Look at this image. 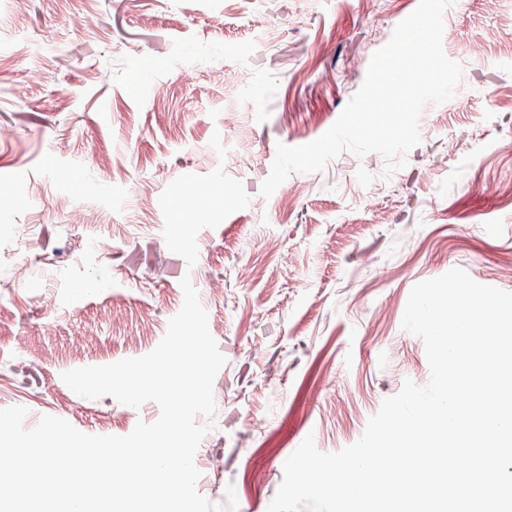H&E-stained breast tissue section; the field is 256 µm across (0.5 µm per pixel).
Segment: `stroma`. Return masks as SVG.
<instances>
[{
	"label": "stroma",
	"instance_id": "1",
	"mask_svg": "<svg viewBox=\"0 0 512 512\" xmlns=\"http://www.w3.org/2000/svg\"><path fill=\"white\" fill-rule=\"evenodd\" d=\"M418 4L0 0V127L13 132L0 142L11 183L0 197V409L27 408L29 428L51 415L89 435L154 422L155 402L90 400L61 375L151 352L183 305L186 275L224 326L214 427L195 455L223 464L197 483L212 503L231 486L237 512H268L307 435L338 451L404 380L426 385L424 343L401 327L412 287L459 267L512 292L494 274L512 262V207L499 199L512 184V60L469 52L489 34L512 39V0L446 11L442 47L462 80L421 114L404 167L388 176L380 155L345 152L260 193L278 145L330 129ZM218 168L250 201L199 232L190 266L166 246L159 197L181 175ZM78 209L96 222H76ZM255 264L288 277L276 288L244 277ZM144 320L152 334L132 344ZM327 401L348 413L328 418Z\"/></svg>",
	"mask_w": 512,
	"mask_h": 512
}]
</instances>
